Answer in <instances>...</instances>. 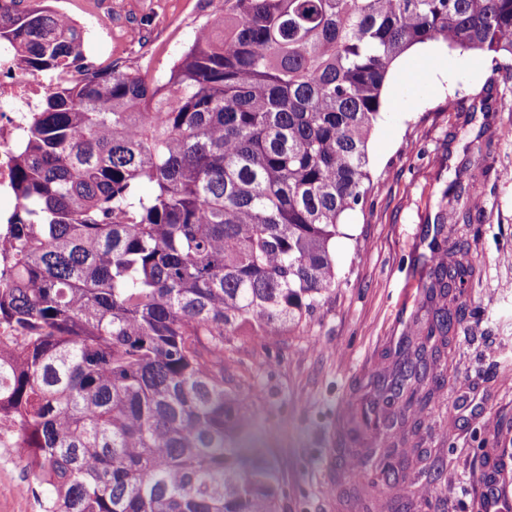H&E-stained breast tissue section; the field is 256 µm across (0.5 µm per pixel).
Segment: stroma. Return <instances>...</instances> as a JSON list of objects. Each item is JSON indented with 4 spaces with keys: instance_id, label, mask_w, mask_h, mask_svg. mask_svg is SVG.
Wrapping results in <instances>:
<instances>
[{
    "instance_id": "35a3bbf8",
    "label": "stroma",
    "mask_w": 512,
    "mask_h": 512,
    "mask_svg": "<svg viewBox=\"0 0 512 512\" xmlns=\"http://www.w3.org/2000/svg\"><path fill=\"white\" fill-rule=\"evenodd\" d=\"M224 0H112V56L152 82L214 20ZM370 140L380 190L349 212L336 240L335 290L300 330L231 336L226 375L245 390L284 487L281 512H350L355 446L350 407L386 352L427 317L423 281L454 241L478 274L457 303L447 377L423 418L431 472L417 489L430 512H485L481 472L503 468L512 492V70L488 56L419 45L393 65ZM473 184L469 223L441 224L452 184ZM47 495L18 457L0 463V512H42Z\"/></svg>"
}]
</instances>
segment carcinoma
<instances>
[{"label": "carcinoma", "instance_id": "carcinoma-1", "mask_svg": "<svg viewBox=\"0 0 512 512\" xmlns=\"http://www.w3.org/2000/svg\"><path fill=\"white\" fill-rule=\"evenodd\" d=\"M429 42L512 58V0H224L164 80L114 66L45 94L0 239V431L43 512H280L224 340L294 331L336 288L389 69ZM83 43L46 6L0 10L26 70ZM445 256L432 317L377 374L399 447L368 438L361 463L387 490L424 461L419 419L447 381L430 361L476 274L464 245Z\"/></svg>", "mask_w": 512, "mask_h": 512}]
</instances>
